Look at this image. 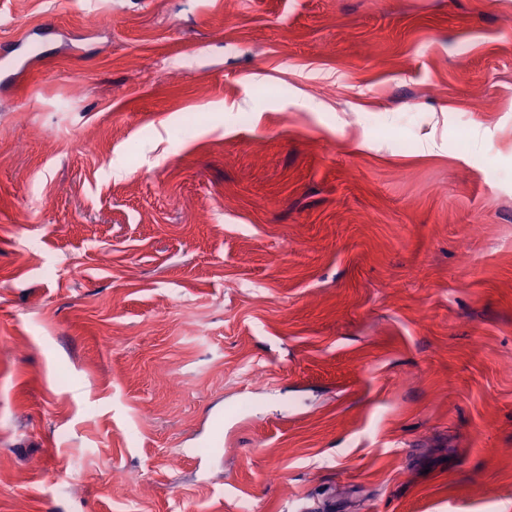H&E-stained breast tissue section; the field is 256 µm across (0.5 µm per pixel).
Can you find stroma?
Returning <instances> with one entry per match:
<instances>
[{
  "mask_svg": "<svg viewBox=\"0 0 512 512\" xmlns=\"http://www.w3.org/2000/svg\"><path fill=\"white\" fill-rule=\"evenodd\" d=\"M0 43V512H512V0Z\"/></svg>",
  "mask_w": 512,
  "mask_h": 512,
  "instance_id": "35a3bbf8",
  "label": "stroma"
}]
</instances>
